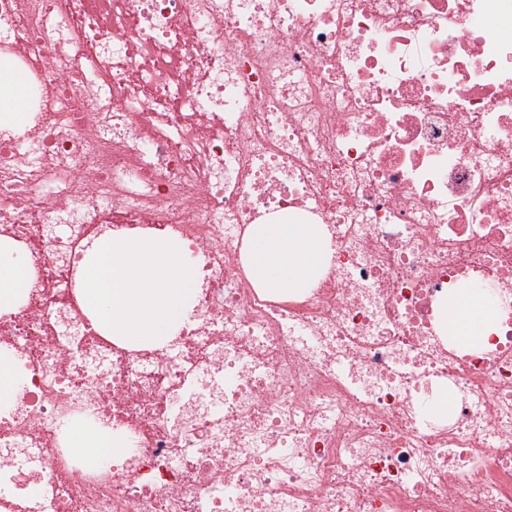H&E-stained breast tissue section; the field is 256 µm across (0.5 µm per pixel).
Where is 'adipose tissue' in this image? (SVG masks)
<instances>
[{"mask_svg": "<svg viewBox=\"0 0 512 512\" xmlns=\"http://www.w3.org/2000/svg\"><path fill=\"white\" fill-rule=\"evenodd\" d=\"M330 252L318 224H255L250 230L246 266L255 287L283 295L317 284ZM33 286L27 259L0 260V312L17 310ZM442 321L471 348L485 345L495 322L494 309L476 292L463 290L459 302L442 310Z\"/></svg>", "mask_w": 512, "mask_h": 512, "instance_id": "ef3b65f1", "label": "adipose tissue"}]
</instances>
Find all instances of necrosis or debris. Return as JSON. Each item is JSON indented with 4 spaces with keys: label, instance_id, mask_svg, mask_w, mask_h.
Listing matches in <instances>:
<instances>
[{
    "label": "necrosis or debris",
    "instance_id": "1",
    "mask_svg": "<svg viewBox=\"0 0 512 512\" xmlns=\"http://www.w3.org/2000/svg\"><path fill=\"white\" fill-rule=\"evenodd\" d=\"M512 0H0L29 122L0 133V512H512ZM322 225L316 287L248 230ZM164 233L189 324L133 349L79 295L94 240ZM490 286L464 347L439 320ZM451 408L431 412L442 395ZM87 427L112 452L71 446ZM329 252L322 225L254 224L246 253L248 275L256 288L278 295L312 288L325 271ZM2 252L5 258L2 260ZM8 246L2 248L0 260V312L17 310L33 286L30 263L25 258H12ZM491 301L488 289H473ZM463 290L459 302L446 304L442 310V321L454 336L471 348L485 345L495 324L494 308L478 293Z\"/></svg>",
    "mask_w": 512,
    "mask_h": 512
}]
</instances>
